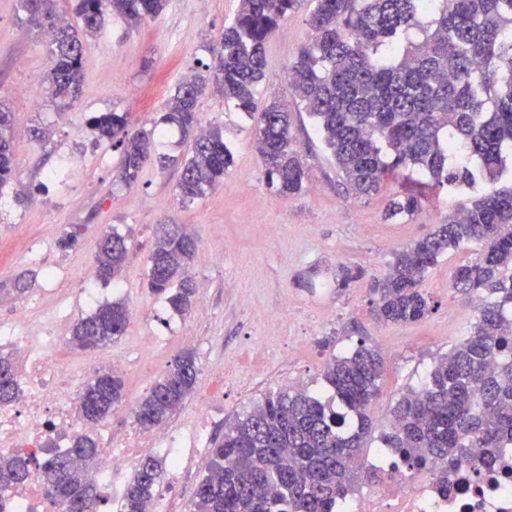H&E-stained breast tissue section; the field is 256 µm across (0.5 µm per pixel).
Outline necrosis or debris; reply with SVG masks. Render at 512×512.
I'll use <instances>...</instances> for the list:
<instances>
[{
	"mask_svg": "<svg viewBox=\"0 0 512 512\" xmlns=\"http://www.w3.org/2000/svg\"><path fill=\"white\" fill-rule=\"evenodd\" d=\"M9 343L23 363L17 372L18 399L0 406V456L22 453L45 456L47 438L67 450L84 433L104 437L100 459L89 467V478L119 494L113 476L118 448L150 446L179 457L201 440V426L174 434L161 428L142 435L112 436L103 424L84 421L76 393L97 371L96 365L73 366L59 355L64 336L51 334L46 322L20 308L0 325V343ZM374 481L369 489L348 496L339 512H512V448L504 449L490 466L476 470L470 463L435 461L419 471L408 470L392 453L370 461ZM41 475L19 487H0V512H47Z\"/></svg>",
	"mask_w": 512,
	"mask_h": 512,
	"instance_id": "obj_1",
	"label": "necrosis or debris"
}]
</instances>
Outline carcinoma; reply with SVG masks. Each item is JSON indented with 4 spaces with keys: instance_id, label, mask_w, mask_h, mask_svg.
Segmentation results:
<instances>
[{
    "instance_id": "carcinoma-1",
    "label": "carcinoma",
    "mask_w": 512,
    "mask_h": 512,
    "mask_svg": "<svg viewBox=\"0 0 512 512\" xmlns=\"http://www.w3.org/2000/svg\"><path fill=\"white\" fill-rule=\"evenodd\" d=\"M311 2L310 36L286 70L288 87L314 120L346 185L360 197L407 172L450 196H462L443 223L395 254L389 273L375 281L372 311L383 324H407L433 310L420 285L439 259L466 245L473 260L458 265L451 285L475 301L470 333L438 356L423 382L406 386L390 409L389 427L373 433L369 413L382 391L383 358L365 339L332 356L324 389L281 387L232 418L213 441L209 473L189 512H336L355 491L352 465L367 442L396 453L411 470L433 459L476 461L471 449L495 455L512 448V0H239L233 20L209 49L206 74L182 81L155 128L134 129L127 113L105 112L90 124L97 139L120 154L118 177L138 182L153 158L154 135L177 126L194 135L192 153L177 183L182 203L205 197L224 180L233 154L217 126H198L197 106L214 86L224 101L253 117L264 75L266 44L288 15ZM29 24L51 33V97L65 106L82 87V37L111 15L138 27L156 19L167 0H79L82 29L61 18L55 0H19ZM13 112L0 101V189L13 178ZM253 139L268 187L294 197L307 177L292 132L291 113L274 101L261 113ZM425 197L387 196L390 218L420 212ZM129 253L126 236L102 238L95 275L108 282ZM196 241L178 224L160 226L148 257V288L172 314L190 312L196 284L190 269ZM130 318L121 300L78 319L70 337L79 349L118 342ZM199 370L183 352L132 409L143 429L165 424L194 392ZM12 355L0 349V404L17 398ZM125 400L112 371L96 375L79 397L83 418L107 419ZM97 441L79 435L70 451L39 466L46 497L61 512H98L97 486L84 478L99 455ZM33 460L0 458V485L22 486ZM163 461L146 458L125 488L120 512H144L164 477Z\"/></svg>"
}]
</instances>
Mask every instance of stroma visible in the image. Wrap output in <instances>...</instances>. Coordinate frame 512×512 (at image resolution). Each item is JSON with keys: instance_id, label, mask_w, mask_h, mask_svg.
<instances>
[{"instance_id": "obj_1", "label": "stroma", "mask_w": 512, "mask_h": 512, "mask_svg": "<svg viewBox=\"0 0 512 512\" xmlns=\"http://www.w3.org/2000/svg\"><path fill=\"white\" fill-rule=\"evenodd\" d=\"M237 9L238 0H168L157 20L130 32L105 19L84 41L81 95L62 111L47 97L30 108L20 95L26 85L46 88L49 40L29 26L18 0H0V100L14 113L15 153V179L0 189V320L24 304L41 303L43 318L68 331L98 305L124 300L132 318L121 340L70 356L103 367L119 360L131 404L188 348L183 337H194L188 349L196 357L198 383L171 423L185 428L212 387L223 384L207 428L211 440L223 437L225 424L268 390L319 385L329 359L363 338L385 358L382 397L371 411L374 424L384 425L397 393L416 383L476 318L474 302L450 286L455 266L474 254L470 245L440 258L424 281L435 303L429 316L385 325L371 312L373 279L387 274L395 252L442 222L452 204L447 192L426 189L422 211L386 218L384 195L354 198L307 115L298 113L293 131L305 188L289 199L277 197L252 146V120L212 89L199 102L198 118L202 127H222L234 164L214 191L184 206L175 195L179 167L146 165L138 184L126 186L116 176L111 142L96 140L89 127L91 116L112 111L127 113L131 127H151L185 75L209 60L210 46ZM306 19L303 9L289 15L269 39L257 107L274 98L294 103L286 68L309 36ZM162 224L186 225L198 239L196 304L184 318L147 288V256ZM69 228L77 230V241L64 250L58 241ZM105 230L128 235L130 243L114 286L83 280ZM50 266L59 272L53 281L45 276ZM346 269L356 277L338 286ZM20 282L27 286L22 296L15 292ZM284 306L291 317L281 323L272 314ZM141 336L162 339L149 373L136 368Z\"/></svg>"}]
</instances>
